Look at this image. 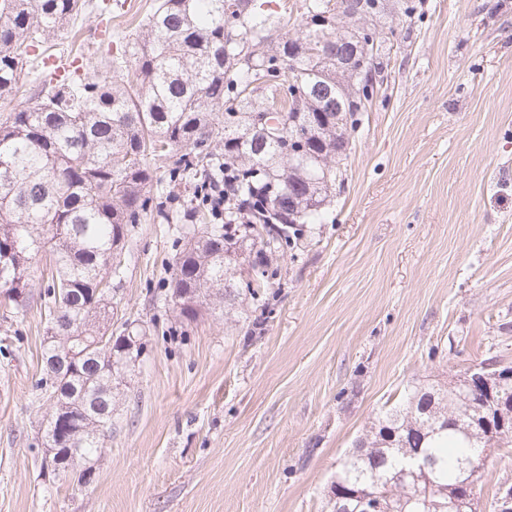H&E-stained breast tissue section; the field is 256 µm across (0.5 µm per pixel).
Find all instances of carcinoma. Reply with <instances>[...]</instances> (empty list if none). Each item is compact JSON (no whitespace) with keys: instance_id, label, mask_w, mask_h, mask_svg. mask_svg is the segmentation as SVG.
<instances>
[{"instance_id":"carcinoma-1","label":"carcinoma","mask_w":512,"mask_h":512,"mask_svg":"<svg viewBox=\"0 0 512 512\" xmlns=\"http://www.w3.org/2000/svg\"><path fill=\"white\" fill-rule=\"evenodd\" d=\"M88 0H0V97L22 106L0 114V304L24 314L33 300L40 257L52 256L39 299L46 311L42 357L67 350L70 360L41 382L56 396L42 444L54 451V474L90 484V461L112 430V376L137 346L128 322L112 332V290L122 280L121 255L135 225L156 214L162 224L186 225L176 241L170 298L187 321L200 311L235 304L238 289L225 278L224 244L247 239V225L269 226L252 264L262 267L249 294L269 286L268 259L318 224L336 186L319 181L321 161L343 149L368 111L376 86L366 70L336 76L340 39L368 37L353 24L333 31H290L269 0H156L126 33L125 49L100 57L94 74L60 79L30 71L31 52L55 46L57 33ZM132 63V76L119 73ZM265 80L279 95L270 102L248 91ZM327 91L331 106H320ZM251 112L284 113L309 131L304 142L286 132L265 140L249 132ZM224 179V223L208 224L199 196ZM190 186L179 214L161 201L159 185ZM280 199V207L271 205ZM492 404L512 411V380L493 398L430 384L380 412L368 433L336 468V480L369 495L405 501V512H443L445 491L469 460L484 469V447L494 443L474 426L464 437L448 418L482 419Z\"/></svg>"}]
</instances>
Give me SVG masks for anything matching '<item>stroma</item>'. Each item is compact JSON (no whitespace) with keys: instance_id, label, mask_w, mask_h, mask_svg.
Returning a JSON list of instances; mask_svg holds the SVG:
<instances>
[{"instance_id":"35a3bbf8","label":"stroma","mask_w":512,"mask_h":512,"mask_svg":"<svg viewBox=\"0 0 512 512\" xmlns=\"http://www.w3.org/2000/svg\"><path fill=\"white\" fill-rule=\"evenodd\" d=\"M60 40L117 53L152 0H107ZM387 78L324 221L267 288L183 321L166 301L182 231L145 217L112 295L141 330L112 378V434L82 489L40 470L45 311L0 313V512H332L336 463L405 392L512 367V0H409ZM512 487L489 456L482 512Z\"/></svg>"}]
</instances>
